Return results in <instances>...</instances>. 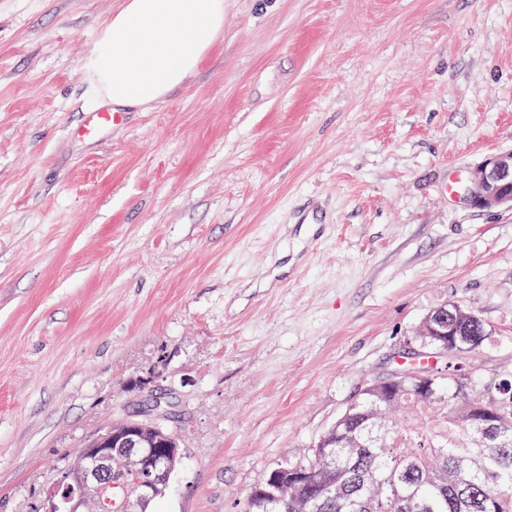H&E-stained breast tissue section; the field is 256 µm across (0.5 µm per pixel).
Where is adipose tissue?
I'll use <instances>...</instances> for the list:
<instances>
[{
  "label": "adipose tissue",
  "mask_w": 512,
  "mask_h": 512,
  "mask_svg": "<svg viewBox=\"0 0 512 512\" xmlns=\"http://www.w3.org/2000/svg\"><path fill=\"white\" fill-rule=\"evenodd\" d=\"M224 33V0H123L86 61L115 110L164 101L195 75Z\"/></svg>",
  "instance_id": "1"
}]
</instances>
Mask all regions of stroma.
Segmentation results:
<instances>
[{
    "label": "stroma",
    "mask_w": 512,
    "mask_h": 512,
    "mask_svg": "<svg viewBox=\"0 0 512 512\" xmlns=\"http://www.w3.org/2000/svg\"><path fill=\"white\" fill-rule=\"evenodd\" d=\"M120 0H0V512L158 368L183 463L155 512H240L455 303L512 362V0H224L164 102L74 136ZM471 202L483 209L512 210V151L495 155L469 173Z\"/></svg>",
    "instance_id": "stroma-1"
}]
</instances>
